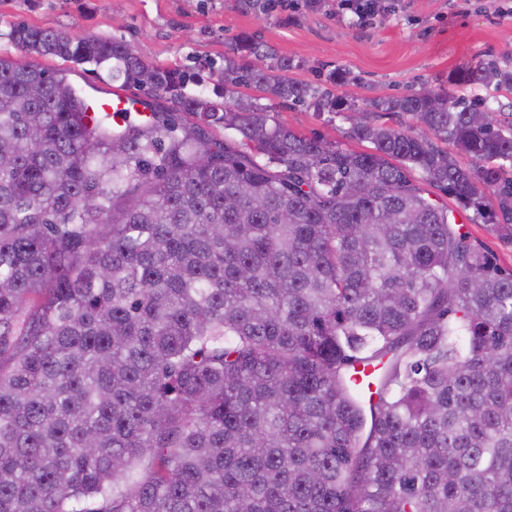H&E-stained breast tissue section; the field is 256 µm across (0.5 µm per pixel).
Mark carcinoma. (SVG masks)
Instances as JSON below:
<instances>
[{
  "label": "carcinoma",
  "mask_w": 512,
  "mask_h": 512,
  "mask_svg": "<svg viewBox=\"0 0 512 512\" xmlns=\"http://www.w3.org/2000/svg\"><path fill=\"white\" fill-rule=\"evenodd\" d=\"M10 36L0 512H512V273L458 221L512 235V115L427 87L360 107L334 90L358 76L295 81L248 36L222 102L121 40ZM45 56L147 87L149 114L92 111ZM456 83L511 93L512 70ZM252 86L348 114L371 151L273 121Z\"/></svg>",
  "instance_id": "cac0c4a2"
}]
</instances>
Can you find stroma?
Wrapping results in <instances>:
<instances>
[{"mask_svg": "<svg viewBox=\"0 0 512 512\" xmlns=\"http://www.w3.org/2000/svg\"><path fill=\"white\" fill-rule=\"evenodd\" d=\"M496 9L495 0H395L394 9L365 27L353 14L337 15L336 0L262 15L246 0H0V57L20 58L10 38L17 23L77 38H115L149 62L187 72L198 91L208 93L225 54L240 37L253 35L293 61L294 80L316 82L337 68L358 75L359 84L346 92L362 106L424 87L457 95V72L483 61L512 69V17H500ZM40 63L67 73L92 99L116 88L87 65L53 56ZM248 94L260 97L276 121L296 132L355 151L367 148L346 137L344 116L285 103L254 88ZM464 229L499 270L512 272V237L480 222Z\"/></svg>", "mask_w": 512, "mask_h": 512, "instance_id": "obj_1", "label": "stroma"}]
</instances>
